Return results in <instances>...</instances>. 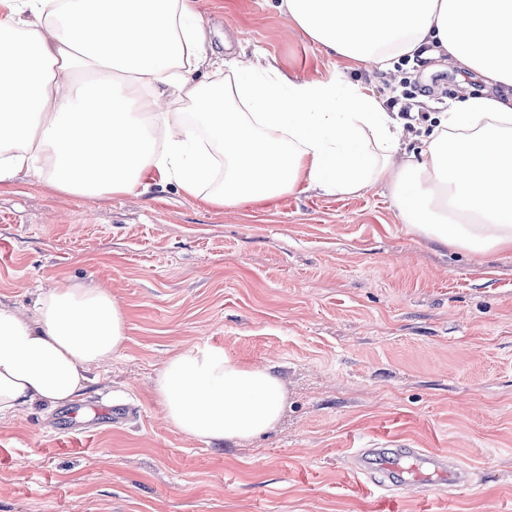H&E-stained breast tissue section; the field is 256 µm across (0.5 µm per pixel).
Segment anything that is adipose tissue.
<instances>
[{
    "instance_id": "adipose-tissue-1",
    "label": "adipose tissue",
    "mask_w": 512,
    "mask_h": 512,
    "mask_svg": "<svg viewBox=\"0 0 512 512\" xmlns=\"http://www.w3.org/2000/svg\"><path fill=\"white\" fill-rule=\"evenodd\" d=\"M316 45L365 67L445 59L482 92L442 113L411 151L363 84L212 60L197 0H0V184L46 179L82 197L168 182L219 207L300 187H386L410 231L438 247L512 251V0H281ZM93 77L74 85L73 74ZM212 68L220 79L191 76ZM28 320L0 306V415L81 400L126 340L119 303L73 285ZM165 421L222 444L267 432L286 394L269 367L195 346L157 370Z\"/></svg>"
}]
</instances>
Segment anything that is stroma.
Returning <instances> with one entry per match:
<instances>
[{
  "label": "stroma",
  "mask_w": 512,
  "mask_h": 512,
  "mask_svg": "<svg viewBox=\"0 0 512 512\" xmlns=\"http://www.w3.org/2000/svg\"><path fill=\"white\" fill-rule=\"evenodd\" d=\"M279 0H199L218 58L372 88L386 107L429 87L427 116L482 79L434 62L391 76L287 28ZM107 289L128 339L81 402L0 418V512H512V252L440 248L409 232L385 189H298L219 209L176 185L89 198L0 185V303L34 316L65 284ZM273 366L287 400L249 440L179 433L157 370L194 345ZM465 467L433 494L400 473L377 487L372 444Z\"/></svg>",
  "instance_id": "obj_1"
}]
</instances>
